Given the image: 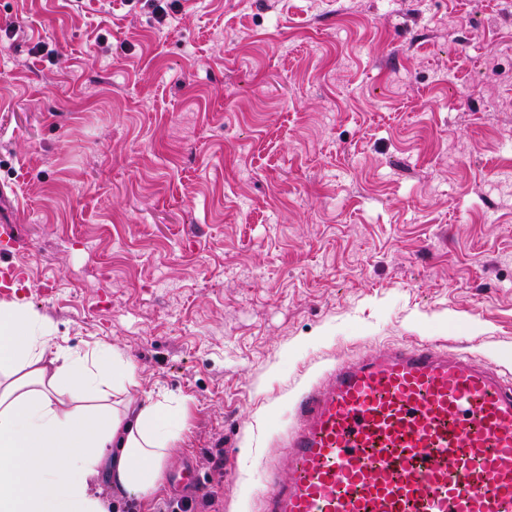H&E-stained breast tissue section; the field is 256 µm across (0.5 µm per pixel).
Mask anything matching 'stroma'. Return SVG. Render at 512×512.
Here are the masks:
<instances>
[{"mask_svg": "<svg viewBox=\"0 0 512 512\" xmlns=\"http://www.w3.org/2000/svg\"><path fill=\"white\" fill-rule=\"evenodd\" d=\"M1 224L0 301L188 404L139 512H255L327 365L512 373V0H0Z\"/></svg>", "mask_w": 512, "mask_h": 512, "instance_id": "obj_1", "label": "stroma"}]
</instances>
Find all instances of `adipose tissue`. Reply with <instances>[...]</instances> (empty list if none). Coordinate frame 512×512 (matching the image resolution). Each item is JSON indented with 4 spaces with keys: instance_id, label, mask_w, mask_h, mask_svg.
I'll return each instance as SVG.
<instances>
[{
    "instance_id": "1",
    "label": "adipose tissue",
    "mask_w": 512,
    "mask_h": 512,
    "mask_svg": "<svg viewBox=\"0 0 512 512\" xmlns=\"http://www.w3.org/2000/svg\"><path fill=\"white\" fill-rule=\"evenodd\" d=\"M24 299L0 303V512H111L149 498L187 428L186 402L141 397L112 345H53Z\"/></svg>"
}]
</instances>
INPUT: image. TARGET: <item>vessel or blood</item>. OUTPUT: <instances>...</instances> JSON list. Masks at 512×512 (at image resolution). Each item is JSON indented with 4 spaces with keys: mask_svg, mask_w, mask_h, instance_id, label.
<instances>
[{
    "mask_svg": "<svg viewBox=\"0 0 512 512\" xmlns=\"http://www.w3.org/2000/svg\"><path fill=\"white\" fill-rule=\"evenodd\" d=\"M258 512H512V379L396 344L305 389Z\"/></svg>",
    "mask_w": 512,
    "mask_h": 512,
    "instance_id": "obj_1",
    "label": "vessel or blood"
}]
</instances>
